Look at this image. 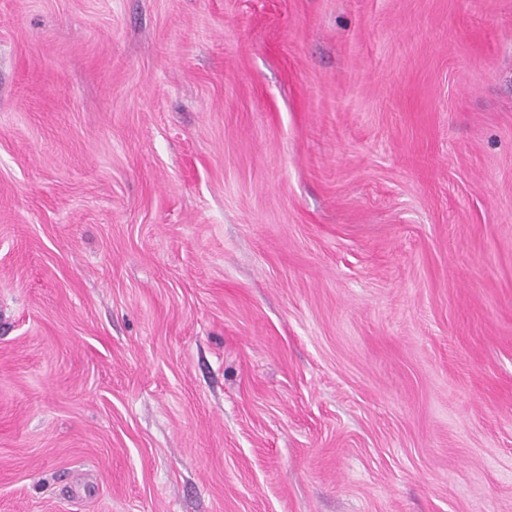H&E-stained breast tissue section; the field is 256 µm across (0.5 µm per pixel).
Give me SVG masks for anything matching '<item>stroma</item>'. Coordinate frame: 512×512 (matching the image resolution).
<instances>
[{
  "instance_id": "stroma-1",
  "label": "stroma",
  "mask_w": 512,
  "mask_h": 512,
  "mask_svg": "<svg viewBox=\"0 0 512 512\" xmlns=\"http://www.w3.org/2000/svg\"><path fill=\"white\" fill-rule=\"evenodd\" d=\"M0 512H512V0H0Z\"/></svg>"
}]
</instances>
